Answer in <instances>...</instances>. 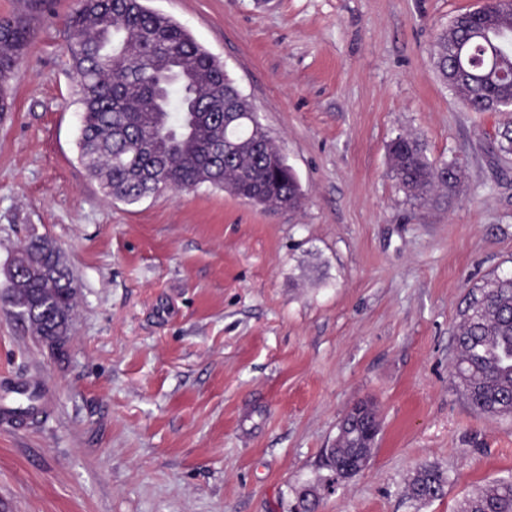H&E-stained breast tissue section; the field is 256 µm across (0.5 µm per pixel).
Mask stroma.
Wrapping results in <instances>:
<instances>
[{"label": "stroma", "mask_w": 512, "mask_h": 512, "mask_svg": "<svg viewBox=\"0 0 512 512\" xmlns=\"http://www.w3.org/2000/svg\"><path fill=\"white\" fill-rule=\"evenodd\" d=\"M224 66L294 170L300 210L201 185L128 205L78 159L81 106L65 17L77 0H0L33 30L0 113V268L49 237L77 303L63 352L0 308V389L39 385L0 422V512H458L512 475V419L451 383L475 286L512 274L504 112H474L436 75L438 34L478 0H145ZM459 160L449 205L392 177L400 135ZM368 400L366 469L323 454ZM444 470L429 503L408 484Z\"/></svg>", "instance_id": "1"}]
</instances>
